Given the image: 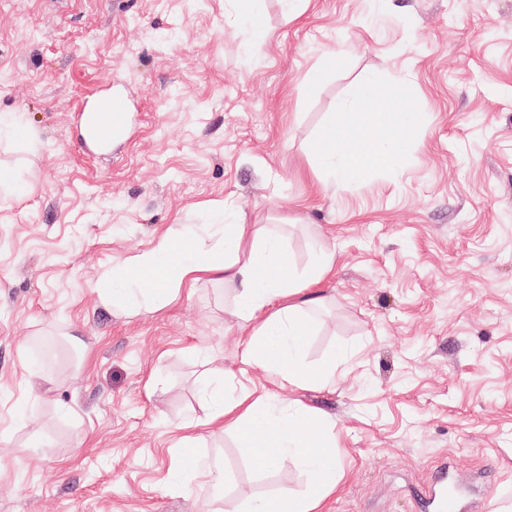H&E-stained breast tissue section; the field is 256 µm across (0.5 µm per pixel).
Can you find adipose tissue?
Wrapping results in <instances>:
<instances>
[{
    "instance_id": "1",
    "label": "adipose tissue",
    "mask_w": 512,
    "mask_h": 512,
    "mask_svg": "<svg viewBox=\"0 0 512 512\" xmlns=\"http://www.w3.org/2000/svg\"><path fill=\"white\" fill-rule=\"evenodd\" d=\"M359 94L366 110L332 119L323 131L318 158L332 186L343 187L374 171L388 168L405 143L404 133L416 121L403 108L402 95L365 81ZM332 254L318 252L312 267L298 278L289 268L288 235L280 225L203 224L159 236L144 252L118 262L93 291L113 312L151 313L175 299L182 288L202 281L229 285L233 314L244 336L240 361L276 379L279 385L303 387L331 382L335 360L310 366L302 353L311 332V311L319 299L309 286L332 269ZM201 388L209 401L203 423H183L179 445L194 479L219 487L225 475L213 458L199 459L194 448L199 426L235 436L249 463L268 470L294 455L312 479L308 495L281 491L272 498L216 495L224 512H275L285 502L289 512H317L335 489L340 469L325 446L328 436L314 409L293 406L273 392L254 394L237 387L231 375L206 377Z\"/></svg>"
}]
</instances>
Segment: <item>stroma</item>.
<instances>
[{
  "mask_svg": "<svg viewBox=\"0 0 512 512\" xmlns=\"http://www.w3.org/2000/svg\"><path fill=\"white\" fill-rule=\"evenodd\" d=\"M234 0H0V512H209L180 424L204 416L213 365L239 362L230 287L182 289L145 316L92 292L165 232L283 224L296 275L334 256L306 362L334 383L277 389L327 415L342 478L320 512H433L447 466L456 512H512V0H264L255 45ZM324 69L321 82L310 75ZM406 86L418 120L390 170L332 190L318 160L365 78ZM117 90L125 136L81 147V114ZM275 388V387H274ZM228 496L304 494L290 457L253 473L202 429ZM12 137L17 141L34 144L35 131L27 125L23 117L16 113L0 114V139Z\"/></svg>",
  "mask_w": 512,
  "mask_h": 512,
  "instance_id": "stroma-1",
  "label": "stroma"
}]
</instances>
